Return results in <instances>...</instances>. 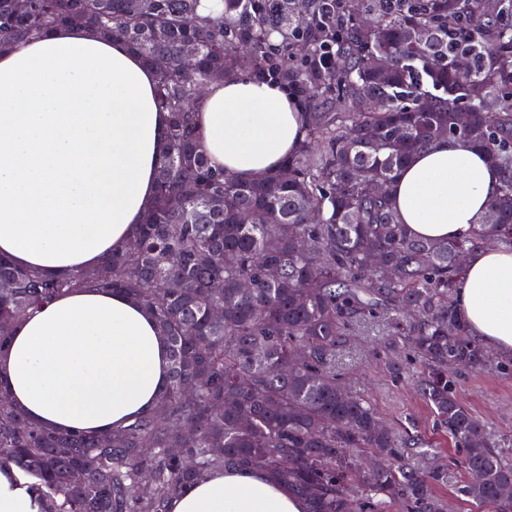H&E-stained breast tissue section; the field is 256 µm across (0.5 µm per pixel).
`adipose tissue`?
I'll list each match as a JSON object with an SVG mask.
<instances>
[{"instance_id":"adipose-tissue-1","label":"adipose tissue","mask_w":512,"mask_h":512,"mask_svg":"<svg viewBox=\"0 0 512 512\" xmlns=\"http://www.w3.org/2000/svg\"><path fill=\"white\" fill-rule=\"evenodd\" d=\"M153 69L124 42L58 27L0 51V255L46 277L98 267L133 239L152 203L168 112ZM213 167L239 181L277 170L305 140L308 113L287 86L250 76L211 82L197 113ZM500 173L465 141L404 167L392 191L412 235L445 240L484 223ZM472 336L512 356V250L484 245L456 296ZM153 317L112 291L77 290L23 314L0 351V386L34 422L86 434L152 411L168 383ZM169 512H306L256 469L216 471ZM0 512H41L14 466H0Z\"/></svg>"}]
</instances>
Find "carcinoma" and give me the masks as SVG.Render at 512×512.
<instances>
[{
  "label": "carcinoma",
  "mask_w": 512,
  "mask_h": 512,
  "mask_svg": "<svg viewBox=\"0 0 512 512\" xmlns=\"http://www.w3.org/2000/svg\"><path fill=\"white\" fill-rule=\"evenodd\" d=\"M362 2L220 0L222 11L202 18L199 0H29L22 13L0 0L1 50L59 26L93 28L155 70L170 113L156 198L131 246L56 279L0 258L10 284L0 289V349L22 313L92 288L144 307L169 350L154 410L112 433L33 425L0 390V465L32 481L42 512H167L171 498L229 468L264 471L309 512H447L435 493L448 479L440 451L386 424L336 366L357 327L379 320L385 350L424 366L407 379L463 450L471 477L457 497L512 512V458L448 377L487 361L455 304L457 256L488 238L512 248V0ZM189 43L209 82L240 73L247 45L253 75L309 95L306 139L280 170L239 182L212 169L196 90L181 78ZM326 53L348 66H321ZM473 84L495 111L470 97ZM331 100L336 111H324ZM440 138L486 150L501 186L485 223L436 241L399 223L390 189Z\"/></svg>",
  "instance_id": "obj_1"
}]
</instances>
